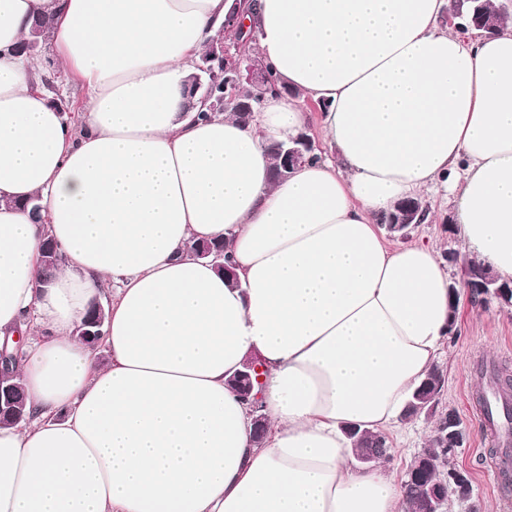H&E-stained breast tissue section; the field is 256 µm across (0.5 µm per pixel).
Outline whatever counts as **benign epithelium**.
<instances>
[{
  "label": "benign epithelium",
  "instance_id": "benign-epithelium-1",
  "mask_svg": "<svg viewBox=\"0 0 512 512\" xmlns=\"http://www.w3.org/2000/svg\"><path fill=\"white\" fill-rule=\"evenodd\" d=\"M252 0H239L236 15L230 17L222 32L209 47V52L195 66V72L188 78L186 96L201 105H210L216 109L224 104V98H234L242 88L243 82H248L260 91L261 99L246 100L237 103L238 108L248 112H257L263 103L262 97L269 93L266 89L269 75L266 65L259 59L244 58V50L252 39L253 33L248 31L245 16L250 13ZM442 24L463 32L471 30L488 31L490 26L485 23L480 13L470 17L463 16L460 10L448 12L443 16ZM267 150L277 157L278 167L275 171L277 178L284 180L301 165L308 162L315 152V142L307 133L301 132L291 143L270 140ZM425 210L416 202L403 203L393 211V217L387 231L396 236H404L413 226L422 223ZM193 254L201 259L209 258L215 267L224 273V277L233 281L237 275L233 264L224 262V250L208 242H200L192 247ZM470 281L468 291L480 293L487 299H494L502 308H512V283L501 282L491 272H476L467 275ZM97 319L86 318L77 325L75 334L84 342L96 344L99 341ZM263 369L260 358L252 357L244 364V370L237 373V382L241 385L240 395L249 406L252 416L253 432L263 430L265 417L261 413L258 396L252 395L253 382H261ZM24 418L20 408L14 401V389L0 368V424L10 421L20 423ZM448 447L458 448L465 440V433L459 427L457 420L448 417ZM446 472L443 479L425 489L426 512H452L454 501L464 502L471 498V489L465 472L443 462Z\"/></svg>",
  "mask_w": 512,
  "mask_h": 512
}]
</instances>
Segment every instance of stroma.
I'll return each instance as SVG.
<instances>
[{
  "label": "stroma",
  "instance_id": "35a3bbf8",
  "mask_svg": "<svg viewBox=\"0 0 512 512\" xmlns=\"http://www.w3.org/2000/svg\"><path fill=\"white\" fill-rule=\"evenodd\" d=\"M429 207L427 222L412 228L408 237H387L390 247L402 242H422L437 246L440 254L461 251L452 231V197L445 190L423 194ZM456 327L442 348L436 365L444 378L434 409L427 414L405 418L386 435L394 449L386 468L394 479H402L415 456L429 446L442 414L455 412L466 433L464 444L454 451L451 462L464 470L473 486V500L458 503L454 512H470L478 505L481 512H501L504 495H512V473L495 475L489 466L497 445L485 438L477 419L475 401L482 392L493 389V375L512 380V310L495 302L477 303L463 297L456 308Z\"/></svg>",
  "mask_w": 512,
  "mask_h": 512
}]
</instances>
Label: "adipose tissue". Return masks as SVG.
<instances>
[{
	"instance_id": "1",
	"label": "adipose tissue",
	"mask_w": 512,
	"mask_h": 512,
	"mask_svg": "<svg viewBox=\"0 0 512 512\" xmlns=\"http://www.w3.org/2000/svg\"><path fill=\"white\" fill-rule=\"evenodd\" d=\"M235 3L0 0V343L26 339L32 412L0 426V512H409L344 428L402 418L456 297L435 247H389L379 222L445 185L464 253L512 281V20L472 39L440 28L448 0H256L293 93L200 120L185 79ZM39 15L90 90L79 126L17 52ZM314 119L329 158L275 181L267 140ZM201 240L238 286L187 254ZM111 280L94 347L75 328ZM253 353L259 442L228 384Z\"/></svg>"
}]
</instances>
